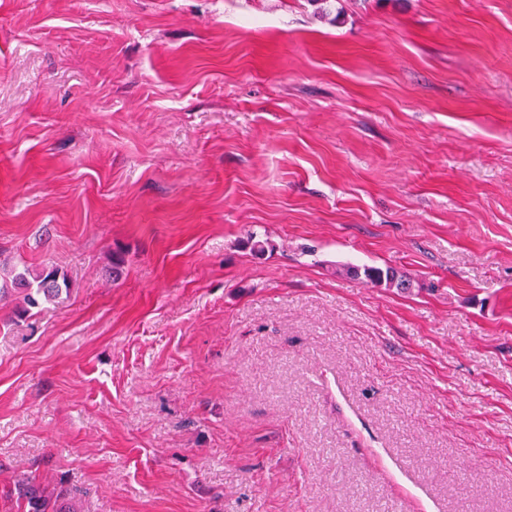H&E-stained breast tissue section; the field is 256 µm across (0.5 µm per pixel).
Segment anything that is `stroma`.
Listing matches in <instances>:
<instances>
[{
	"mask_svg": "<svg viewBox=\"0 0 512 512\" xmlns=\"http://www.w3.org/2000/svg\"><path fill=\"white\" fill-rule=\"evenodd\" d=\"M46 263L0 512H512V0H0V269ZM347 272L357 278H362L361 276H363L365 280L371 283H385L389 288L395 287L402 291L411 288L410 279L405 275L398 274V272L391 267H387L383 270L375 266H349ZM17 493L26 512H77L65 490L58 486L49 488L35 478L22 479Z\"/></svg>",
	"mask_w": 512,
	"mask_h": 512,
	"instance_id": "obj_1",
	"label": "stroma"
}]
</instances>
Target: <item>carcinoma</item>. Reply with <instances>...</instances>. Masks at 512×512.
<instances>
[{"label": "carcinoma", "instance_id": "obj_1", "mask_svg": "<svg viewBox=\"0 0 512 512\" xmlns=\"http://www.w3.org/2000/svg\"><path fill=\"white\" fill-rule=\"evenodd\" d=\"M347 272L357 278L362 276L371 283H384L390 288L402 291L411 288L410 279L391 267L383 270L375 266H350ZM69 294L70 282L67 275L48 264L20 272L9 270L0 284V300L17 295L21 297L25 312L55 303ZM18 499L24 503L25 512H77L65 490L58 486L51 488L34 478H25L18 483Z\"/></svg>", "mask_w": 512, "mask_h": 512}]
</instances>
